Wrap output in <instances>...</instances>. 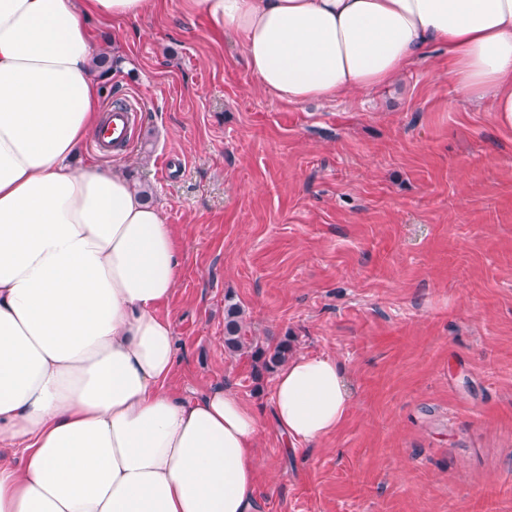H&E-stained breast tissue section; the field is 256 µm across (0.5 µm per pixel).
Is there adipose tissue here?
Here are the masks:
<instances>
[{
    "label": "adipose tissue",
    "mask_w": 512,
    "mask_h": 512,
    "mask_svg": "<svg viewBox=\"0 0 512 512\" xmlns=\"http://www.w3.org/2000/svg\"><path fill=\"white\" fill-rule=\"evenodd\" d=\"M154 0H0V512H255L258 417L230 389L169 386L182 255L117 168L69 160L100 130L88 17ZM242 39L259 88L334 100L393 82L430 45L476 104L512 122V0H187ZM351 401L332 359L276 375L290 443Z\"/></svg>",
    "instance_id": "adipose-tissue-1"
}]
</instances>
